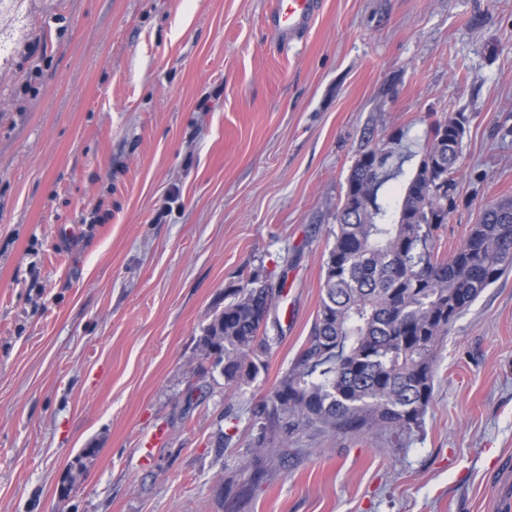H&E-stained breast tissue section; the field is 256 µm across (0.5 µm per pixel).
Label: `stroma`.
<instances>
[{
    "mask_svg": "<svg viewBox=\"0 0 512 512\" xmlns=\"http://www.w3.org/2000/svg\"><path fill=\"white\" fill-rule=\"evenodd\" d=\"M268 10L53 0L0 80V512H494L512 272L439 345L420 429L248 443L310 335L362 152L409 174L431 121L468 117L443 256L512 197V0H320L290 42ZM256 271L284 284L278 342L230 392L198 340Z\"/></svg>",
    "mask_w": 512,
    "mask_h": 512,
    "instance_id": "1",
    "label": "stroma"
}]
</instances>
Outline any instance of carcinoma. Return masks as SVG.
Wrapping results in <instances>:
<instances>
[{
    "mask_svg": "<svg viewBox=\"0 0 512 512\" xmlns=\"http://www.w3.org/2000/svg\"><path fill=\"white\" fill-rule=\"evenodd\" d=\"M46 0H0V41L23 11L25 25L7 63L33 38L32 19ZM468 117L430 124L426 148L405 180L397 208L379 190L402 174L391 151L363 152L336 207L334 243L324 265L316 320L295 368L286 372L253 413L257 448H281L307 431L360 432L421 426L433 397L435 358L450 326L485 288L512 271V198L484 204L478 223L448 257L435 232L455 207L454 173ZM276 285L254 272L227 293L230 301L203 329L224 376V388L253 382L266 368L274 338L267 323Z\"/></svg>",
    "mask_w": 512,
    "mask_h": 512,
    "instance_id": "cac0c4a2",
    "label": "carcinoma"
}]
</instances>
